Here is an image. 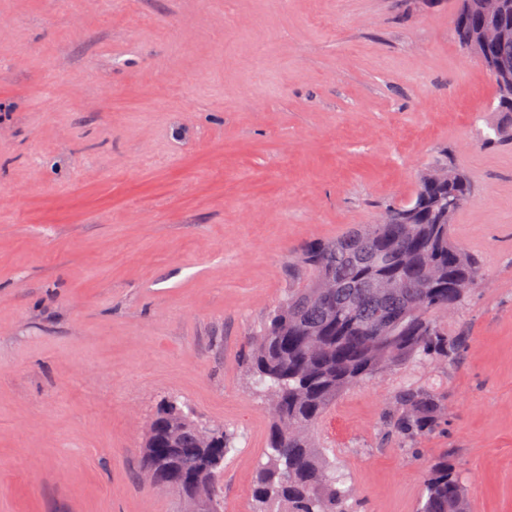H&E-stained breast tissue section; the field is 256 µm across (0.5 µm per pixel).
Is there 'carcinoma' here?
Here are the masks:
<instances>
[{
  "label": "carcinoma",
  "instance_id": "carcinoma-1",
  "mask_svg": "<svg viewBox=\"0 0 512 512\" xmlns=\"http://www.w3.org/2000/svg\"><path fill=\"white\" fill-rule=\"evenodd\" d=\"M479 0H462L459 44L489 24ZM489 54L512 77V36ZM493 135L512 141V105L496 95ZM466 205L473 186L451 160H436L418 178L412 200L384 208L383 223L351 227L303 249L288 268L291 288L261 333L251 338L250 378L269 401L272 419L266 461L258 463L253 512H349L347 478L315 446L310 431L345 388L411 361L445 358L462 338H448L440 317L481 285V261L452 237L448 196ZM388 432L413 439L432 430L444 405L430 382L411 383L396 396ZM203 425L166 401L145 442L144 468L158 484L175 485L197 512H224L218 479L236 448L237 432L201 436ZM419 512H468L462 482L435 462Z\"/></svg>",
  "mask_w": 512,
  "mask_h": 512
}]
</instances>
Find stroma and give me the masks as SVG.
I'll return each instance as SVG.
<instances>
[{
    "mask_svg": "<svg viewBox=\"0 0 512 512\" xmlns=\"http://www.w3.org/2000/svg\"><path fill=\"white\" fill-rule=\"evenodd\" d=\"M459 0H0V512H186L140 480L161 403L238 431L224 512H252L266 398L250 336L310 244L408 203L448 151L483 263L460 359L337 395L313 432L353 512H417L447 458L470 512H512V143L454 36ZM446 406L414 442L394 394Z\"/></svg>",
    "mask_w": 512,
    "mask_h": 512,
    "instance_id": "35a3bbf8",
    "label": "stroma"
}]
</instances>
